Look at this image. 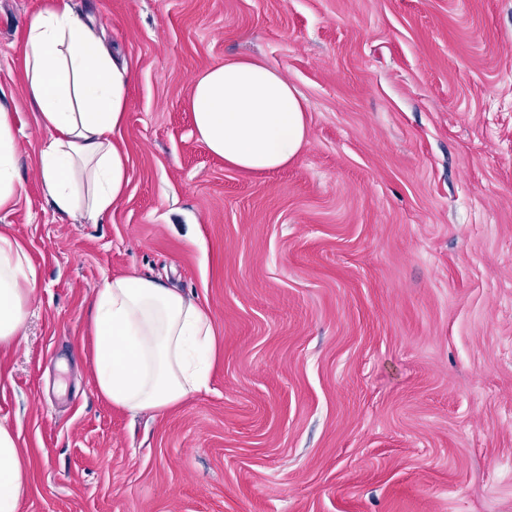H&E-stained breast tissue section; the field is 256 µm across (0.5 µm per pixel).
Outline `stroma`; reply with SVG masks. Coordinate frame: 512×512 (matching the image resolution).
<instances>
[{"mask_svg": "<svg viewBox=\"0 0 512 512\" xmlns=\"http://www.w3.org/2000/svg\"><path fill=\"white\" fill-rule=\"evenodd\" d=\"M50 0H0V102L21 153L0 230L38 283L0 352L20 512H512V0H72L130 68L129 184L60 220L24 38ZM265 61L308 143L246 173L199 139L195 78ZM197 300L206 388L159 413L96 391L106 279Z\"/></svg>", "mask_w": 512, "mask_h": 512, "instance_id": "stroma-1", "label": "stroma"}]
</instances>
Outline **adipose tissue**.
I'll return each instance as SVG.
<instances>
[{"instance_id":"adipose-tissue-1","label":"adipose tissue","mask_w":512,"mask_h":512,"mask_svg":"<svg viewBox=\"0 0 512 512\" xmlns=\"http://www.w3.org/2000/svg\"><path fill=\"white\" fill-rule=\"evenodd\" d=\"M26 83L51 139L39 166L63 218L95 224L125 193L128 157L114 142L125 117L129 68L71 0H53L30 23ZM208 149L248 172L287 167L307 139L298 90L274 67L228 59L199 75L189 99ZM19 148L0 105V209L19 191ZM37 286L25 247L0 231V349L11 348ZM93 361L100 396L131 412L164 411L205 388L216 349L207 311L145 276L105 281L95 296ZM29 482L11 429L0 423V512H18Z\"/></svg>"}]
</instances>
